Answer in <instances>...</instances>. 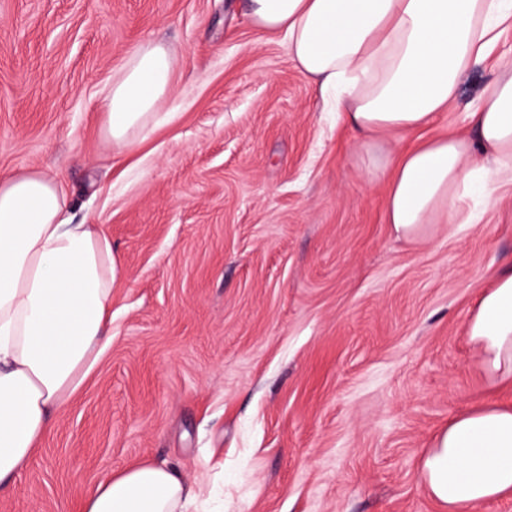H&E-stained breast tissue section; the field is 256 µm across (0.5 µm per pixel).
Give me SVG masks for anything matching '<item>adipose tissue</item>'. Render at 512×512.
Returning a JSON list of instances; mask_svg holds the SVG:
<instances>
[{
  "mask_svg": "<svg viewBox=\"0 0 512 512\" xmlns=\"http://www.w3.org/2000/svg\"><path fill=\"white\" fill-rule=\"evenodd\" d=\"M259 28L283 34L289 56L330 93V111L355 133L367 173L386 178L385 215L405 239L439 224H476L474 190L512 184V0H238ZM499 71L473 106L470 134L384 150L378 135L430 125L480 63ZM162 44L134 48L107 94L110 143L130 148L172 85ZM48 172L0 178V489L30 462L57 409L112 339V290L122 275L100 224H74ZM480 361L512 384V270L484 290L467 325ZM420 473L444 512L512 495V405L459 414L422 456ZM193 488L173 466L141 464L104 475L81 512H190Z\"/></svg>",
  "mask_w": 512,
  "mask_h": 512,
  "instance_id": "ef3b65f1",
  "label": "adipose tissue"
}]
</instances>
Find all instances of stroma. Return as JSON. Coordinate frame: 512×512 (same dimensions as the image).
<instances>
[{"mask_svg":"<svg viewBox=\"0 0 512 512\" xmlns=\"http://www.w3.org/2000/svg\"><path fill=\"white\" fill-rule=\"evenodd\" d=\"M228 3L0 0V174L54 175L124 272L111 342L0 512H79L140 463L207 472L224 512H440L418 468L434 434L512 403L466 336L512 268V185L475 199L481 223L397 238L319 85ZM147 41L173 83L119 150L105 88ZM497 77L474 66L435 125L385 141L468 132Z\"/></svg>","mask_w":512,"mask_h":512,"instance_id":"35a3bbf8","label":"stroma"}]
</instances>
